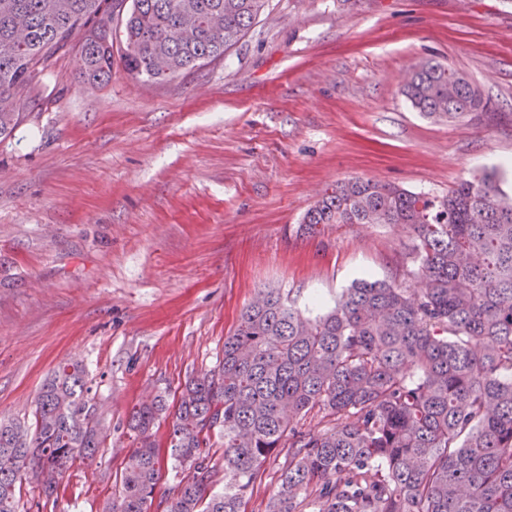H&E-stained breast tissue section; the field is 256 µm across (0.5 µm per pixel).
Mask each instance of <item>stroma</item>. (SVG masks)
I'll list each match as a JSON object with an SVG mask.
<instances>
[{"label":"stroma","mask_w":512,"mask_h":512,"mask_svg":"<svg viewBox=\"0 0 512 512\" xmlns=\"http://www.w3.org/2000/svg\"><path fill=\"white\" fill-rule=\"evenodd\" d=\"M465 76L486 111L436 122L402 93L411 65ZM0 142V416L30 421L46 377L80 361L112 437L46 506L115 500L126 419L213 369L261 288L312 312L370 276L405 286L411 232L350 224L303 233L354 177L442 197L495 174L512 200V0H270L224 57L163 81L87 86L71 41Z\"/></svg>","instance_id":"stroma-1"}]
</instances>
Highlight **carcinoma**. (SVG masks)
I'll return each mask as SVG.
<instances>
[{"label":"carcinoma","mask_w":512,"mask_h":512,"mask_svg":"<svg viewBox=\"0 0 512 512\" xmlns=\"http://www.w3.org/2000/svg\"><path fill=\"white\" fill-rule=\"evenodd\" d=\"M267 0H0V138L21 119V93L80 32L82 75H112V20L121 18L129 74L163 80L224 56ZM403 92L426 117L453 120L487 107L448 65L427 59ZM328 224L411 230L419 288L357 279L314 316L272 288L259 291L224 338L214 369L169 402L129 413L132 437L118 505L150 512L161 478L160 421L177 494L166 512H245L267 459L287 450L266 512H512V203L494 175L442 198L354 178L306 213ZM318 419L317 426L306 421ZM108 410L86 372L60 363L41 387L34 427L0 419V512H18L16 483L60 479L111 436ZM224 440V491L206 449Z\"/></svg>","instance_id":"1"}]
</instances>
